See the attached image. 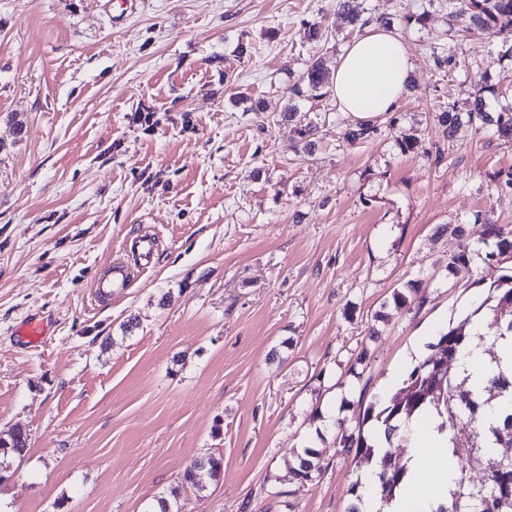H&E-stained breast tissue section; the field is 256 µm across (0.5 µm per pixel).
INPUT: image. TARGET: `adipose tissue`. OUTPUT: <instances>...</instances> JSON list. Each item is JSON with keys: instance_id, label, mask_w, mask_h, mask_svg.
<instances>
[{"instance_id": "1", "label": "adipose tissue", "mask_w": 512, "mask_h": 512, "mask_svg": "<svg viewBox=\"0 0 512 512\" xmlns=\"http://www.w3.org/2000/svg\"><path fill=\"white\" fill-rule=\"evenodd\" d=\"M412 63L406 43L374 23L341 54L331 90L340 108L366 120L394 111L408 91ZM404 487L393 512H435L449 500L448 436L426 430L404 456Z\"/></svg>"}]
</instances>
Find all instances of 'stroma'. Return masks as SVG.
<instances>
[{"instance_id": "1", "label": "stroma", "mask_w": 512, "mask_h": 512, "mask_svg": "<svg viewBox=\"0 0 512 512\" xmlns=\"http://www.w3.org/2000/svg\"><path fill=\"white\" fill-rule=\"evenodd\" d=\"M447 5L363 0L413 71L352 145L333 94L302 80L356 37L336 0H0V432L30 438L0 512H144L160 496L181 512H346L359 470L323 416L355 426L512 272L474 220L512 230V142L447 138L435 119L484 79L489 111L512 106V61L500 39L451 31ZM315 21L328 38L310 45ZM291 104L318 127L313 153ZM465 236L471 270L453 277ZM119 261L131 288L96 298ZM410 281L422 301L395 308ZM33 316L38 347L22 337ZM307 446L323 470L302 487L290 466ZM207 453L224 472L200 496L181 477ZM302 78L312 98H320L323 95L319 92L325 85L326 73L319 60L310 63Z\"/></svg>"}]
</instances>
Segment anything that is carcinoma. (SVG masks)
Listing matches in <instances>:
<instances>
[{
	"label": "carcinoma",
	"mask_w": 512,
	"mask_h": 512,
	"mask_svg": "<svg viewBox=\"0 0 512 512\" xmlns=\"http://www.w3.org/2000/svg\"><path fill=\"white\" fill-rule=\"evenodd\" d=\"M336 8L353 28L363 30L372 22L363 16L356 0H336ZM448 16L464 23L463 31L483 35H512V0H448ZM312 98L321 97L326 73L320 61L310 63L303 74ZM436 118L443 127V135L451 137L464 125L492 126L501 139L512 141V108L498 112L486 110L483 95L474 98L469 107L463 109L454 103L437 113ZM374 128L363 123L346 125L344 138L354 144L368 138ZM484 235L495 239L496 253H512V231H505L495 224L484 225ZM472 253L470 247L462 246L448 261V271L458 275L469 271ZM491 293L468 315L456 324H450L436 334L432 351L444 352L449 364L458 362L467 355L481 334L471 330L472 318L482 309L495 311L506 305L512 306V276L493 281ZM430 353L417 363L405 376L401 386L393 393H381L362 411L357 430H349L344 420L334 422L336 452L351 456L356 464L371 468L376 476L375 493L382 503L389 504L403 483L406 468L401 465L388 448L395 442L408 440L414 434L416 423L438 421L437 431L448 430L453 422L466 420L473 424V443L479 448L480 458L496 459L500 467L484 476L475 485L470 481L474 460L448 442L451 455V503L441 505L436 512H485L484 504L491 499L497 503V512H512V404L487 415L485 406L494 399L512 397V373L491 371L481 387L487 398L480 399L474 390L467 387L468 378L454 372L443 378L433 372ZM29 447V437L20 430H9L0 436V454L22 458ZM224 467L223 459L206 454L192 462L182 475L183 484L196 492L206 491L208 483L217 480ZM321 456L313 448H306L297 455L292 472L299 484L312 482L322 472Z\"/></svg>",
	"instance_id": "carcinoma-1"
}]
</instances>
